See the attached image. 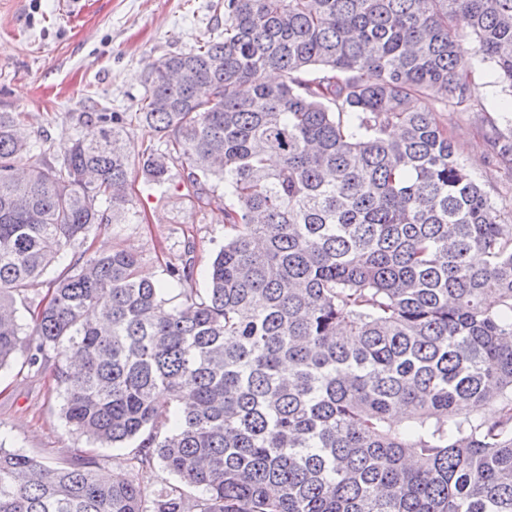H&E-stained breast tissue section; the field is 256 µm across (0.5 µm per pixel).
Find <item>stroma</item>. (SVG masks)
I'll list each match as a JSON object with an SVG mask.
<instances>
[{
  "label": "stroma",
  "instance_id": "stroma-1",
  "mask_svg": "<svg viewBox=\"0 0 512 512\" xmlns=\"http://www.w3.org/2000/svg\"><path fill=\"white\" fill-rule=\"evenodd\" d=\"M224 0H87L78 16L61 0H0V113L21 115L31 142L53 147L86 134L90 112H125L145 94L146 79L163 58L193 48L208 28L223 29ZM474 106L424 100L445 127L455 151L493 201L512 197V164L493 152L491 128H512V107L490 63L474 62ZM133 166L129 192L137 218L130 224H102L85 241L67 247L51 268L66 271L86 249H127L139 271L154 282L167 280L168 264H181L193 248V287L205 288L204 271L224 242V211L193 208L183 199L186 173L174 166L172 179L156 186L144 181L137 164L163 138L135 120L124 134ZM52 360L41 367L20 364L0 370V445L51 463L93 458L120 479H133L135 443L102 448L69 433L60 413Z\"/></svg>",
  "mask_w": 512,
  "mask_h": 512
}]
</instances>
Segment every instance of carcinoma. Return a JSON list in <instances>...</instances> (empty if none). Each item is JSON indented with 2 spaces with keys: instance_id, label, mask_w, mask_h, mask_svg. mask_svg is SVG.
I'll return each mask as SVG.
<instances>
[{
  "instance_id": "cac0c4a2",
  "label": "carcinoma",
  "mask_w": 512,
  "mask_h": 512,
  "mask_svg": "<svg viewBox=\"0 0 512 512\" xmlns=\"http://www.w3.org/2000/svg\"><path fill=\"white\" fill-rule=\"evenodd\" d=\"M462 33L512 98V0H224L223 31L160 60L132 111L169 139L141 175L178 163L198 208L227 200L201 292L191 263L157 284L112 250L28 296L136 217L129 115L20 178L33 146L0 113V370L52 357L70 431L179 480L0 446V512H512V204L420 106L476 98Z\"/></svg>"
}]
</instances>
